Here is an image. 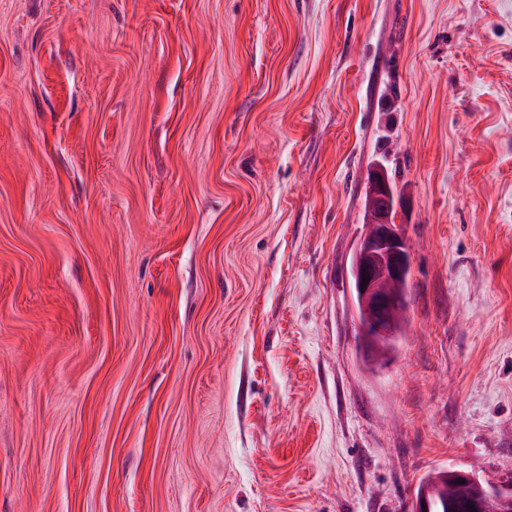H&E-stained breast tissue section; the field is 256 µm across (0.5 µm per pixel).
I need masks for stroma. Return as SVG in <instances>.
Returning a JSON list of instances; mask_svg holds the SVG:
<instances>
[{
	"instance_id": "stroma-1",
	"label": "stroma",
	"mask_w": 512,
	"mask_h": 512,
	"mask_svg": "<svg viewBox=\"0 0 512 512\" xmlns=\"http://www.w3.org/2000/svg\"><path fill=\"white\" fill-rule=\"evenodd\" d=\"M448 468L512 483V0H0V512H412ZM369 191L375 203L370 207L368 224H363V232L352 253L350 274L355 292L358 335L387 336L390 329L386 312L395 301L385 294L384 286L408 275L410 253L402 233V224H396L394 189L382 168L374 170ZM362 274L369 279L365 288H362ZM408 288L407 276L398 288L404 311L395 319L393 335L384 342L386 349H393L398 336L402 335L401 323L405 320L404 313L408 307ZM369 326L373 329L371 335H367Z\"/></svg>"
}]
</instances>
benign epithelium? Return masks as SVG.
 Instances as JSON below:
<instances>
[{
    "instance_id": "7a95c632",
    "label": "benign epithelium",
    "mask_w": 512,
    "mask_h": 512,
    "mask_svg": "<svg viewBox=\"0 0 512 512\" xmlns=\"http://www.w3.org/2000/svg\"><path fill=\"white\" fill-rule=\"evenodd\" d=\"M375 203L370 207L368 223L351 257L350 274L355 292V310L358 335H367L373 329L375 336L390 334L386 312L395 301L384 292L385 284L397 281L408 275L410 253L402 233L401 225L396 223L394 207V189L383 169L374 170L369 187ZM369 283L362 284V278ZM477 494L471 505L480 509L481 500L487 495L496 498L499 512H512V485L492 484L483 489L476 483Z\"/></svg>"
}]
</instances>
